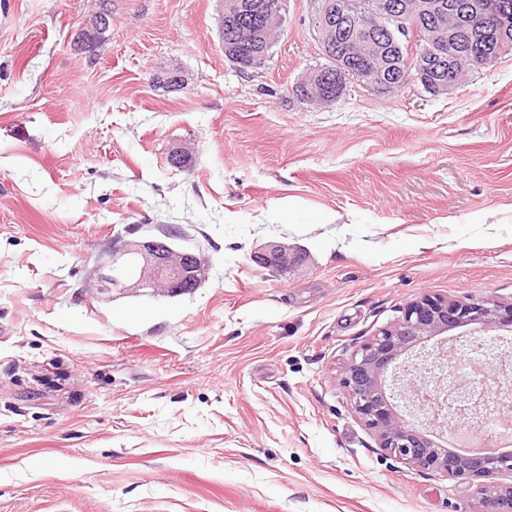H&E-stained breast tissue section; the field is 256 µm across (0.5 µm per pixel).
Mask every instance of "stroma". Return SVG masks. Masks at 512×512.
<instances>
[{"mask_svg":"<svg viewBox=\"0 0 512 512\" xmlns=\"http://www.w3.org/2000/svg\"><path fill=\"white\" fill-rule=\"evenodd\" d=\"M99 6L0 0V512H461L471 485L378 448L338 377L423 294L512 301V52L315 110L310 0L248 73L222 0H110L91 54ZM169 226L201 288H88Z\"/></svg>","mask_w":512,"mask_h":512,"instance_id":"obj_1","label":"stroma"}]
</instances>
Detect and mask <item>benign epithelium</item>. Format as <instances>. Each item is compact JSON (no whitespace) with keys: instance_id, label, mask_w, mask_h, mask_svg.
<instances>
[{"instance_id":"1","label":"benign epithelium","mask_w":512,"mask_h":512,"mask_svg":"<svg viewBox=\"0 0 512 512\" xmlns=\"http://www.w3.org/2000/svg\"><path fill=\"white\" fill-rule=\"evenodd\" d=\"M347 0H316L311 16L312 26L324 54L332 51L342 20L349 13ZM406 17L404 5L398 0H375L366 11L358 14L352 38L338 45L344 50L349 44H364L376 56L390 55L387 42L370 37L377 24L397 33L392 46L408 55L417 53V46L430 44L436 58L423 61V69L395 74L397 64L371 68L359 74L357 84L368 90L387 93L424 79L427 71L453 66L463 55V43L458 32L442 28L415 25L413 34L402 36ZM350 74L343 67L321 78L306 73L301 79V98L322 106L336 103L345 92ZM128 255L140 259L141 277L121 287L124 292H136L151 287L178 293L187 283L202 278L199 265L171 254V247L157 238L125 242L112 249L106 262L100 264L103 273L94 283L99 293L112 292L108 270L117 267ZM261 264L280 269L289 265L288 249L280 245L267 246L258 256ZM470 326L475 332H512V302L492 298L448 300L422 296L401 308V316L379 329L356 349L344 365L339 386L348 396L358 419L376 437L378 447L406 464L441 471L453 479L476 482L475 495L464 506V512H512V484L489 483L487 479L512 471V454L459 457L447 445L433 439L434 429H457L461 426L479 433L494 416L512 413V367L508 354L485 353V358L471 361L483 382L496 385L497 414L488 412L487 405L476 397L471 381L460 374L458 363L463 356L458 344L446 341L425 354H416L415 361L397 365L395 361L421 346L434 336Z\"/></svg>"}]
</instances>
